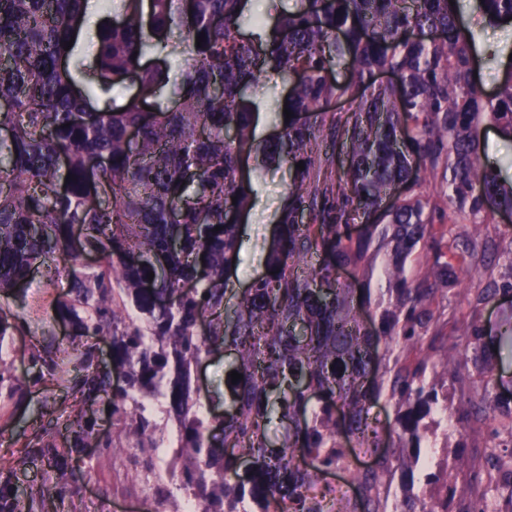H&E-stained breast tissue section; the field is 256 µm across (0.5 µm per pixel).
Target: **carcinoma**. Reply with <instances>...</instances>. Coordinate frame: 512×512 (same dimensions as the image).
<instances>
[{
	"mask_svg": "<svg viewBox=\"0 0 512 512\" xmlns=\"http://www.w3.org/2000/svg\"><path fill=\"white\" fill-rule=\"evenodd\" d=\"M460 2L293 0L264 43L247 0H0V125L10 128L0 138V348L19 331L1 300L62 256L71 265L57 317L111 348L105 370L91 345L65 356L69 453L124 438L152 457L159 443L145 401L161 396L181 459L165 492L199 512H344L320 482L349 465L346 436L374 454L356 476L362 512H388L381 488L398 469L394 512L447 510L414 486L438 480L429 428L461 353L474 354L483 391L459 403L460 422L500 417L512 431V393L500 390L483 326L427 343L434 300L495 252L466 229L435 228L416 192L424 174L445 166L459 215L512 211V186L481 163L478 133L486 121L512 136V69L493 96L477 90ZM474 2L490 23L512 18V0ZM92 11L119 20L99 25L87 57L71 37ZM344 60L350 77H329ZM380 70L399 83L374 86ZM263 76L293 84L274 101L280 134L257 143L250 90ZM342 98L357 106L338 116L327 104ZM342 148L350 165L340 172ZM245 155L255 170L286 168L293 179L266 272L237 295L226 274L254 193L238 177ZM381 250L388 298L367 322L370 282L357 288L336 271ZM421 250L432 261L415 281L408 267ZM85 254L100 265L81 266ZM186 283L193 291L182 292ZM501 290L512 281L487 286L476 303ZM218 349L235 352L243 375L228 384L221 418L201 412L191 384V370ZM396 349L416 360L381 370ZM383 395L392 409L384 450L369 423ZM98 402L110 410L107 436L86 417ZM276 420L286 424L278 446Z\"/></svg>",
	"mask_w": 512,
	"mask_h": 512,
	"instance_id": "obj_1",
	"label": "carcinoma"
}]
</instances>
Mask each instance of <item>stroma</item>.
Listing matches in <instances>:
<instances>
[{"mask_svg":"<svg viewBox=\"0 0 512 512\" xmlns=\"http://www.w3.org/2000/svg\"><path fill=\"white\" fill-rule=\"evenodd\" d=\"M462 16L477 53L476 86L483 93H495L512 67V22L487 24L474 0H466ZM479 137L482 160L492 165L504 182L512 183V138L486 123L480 125ZM242 173L251 177L255 196L239 229L240 261L231 277L238 291L249 288L265 271L277 221L288 202L290 181L285 169L254 176L248 162ZM479 235L503 256L491 265L460 271L448 292L436 298L433 328L440 335L460 336L475 321L495 335L501 323L512 318V293L498 294L484 306L475 303L477 293L488 284L512 280V262L505 256L512 250V215L495 214L492 221L481 224ZM65 285L64 275L50 277L44 268H34L21 287L19 302L12 306L23 330L7 350L14 385L0 388V498L9 501L20 496L31 512L45 507L53 512H144L148 497L145 462L137 449L91 448L78 456L60 454L53 462L33 451L36 443L49 436L63 443L59 425L66 422L73 404L68 388L54 379L38 381L33 365L39 356L55 355L84 343L54 311V302ZM231 362V356L218 352L194 374L203 404L218 414L224 411V376ZM490 428V422L474 421L460 435L440 428L431 434V444L448 460V483L433 485L431 494L437 500L447 499L448 512H466L474 495L470 474L476 470L488 475V456H512V434L501 431L494 441Z\"/></svg>","mask_w":512,"mask_h":512,"instance_id":"obj_1","label":"stroma"}]
</instances>
